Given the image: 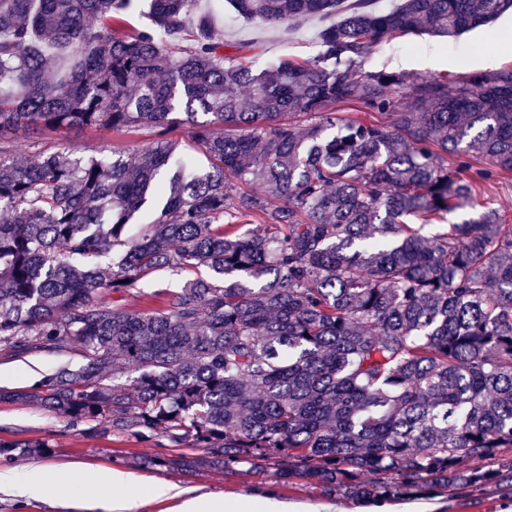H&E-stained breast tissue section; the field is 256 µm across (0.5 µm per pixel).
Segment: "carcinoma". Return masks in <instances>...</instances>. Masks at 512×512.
Returning a JSON list of instances; mask_svg holds the SVG:
<instances>
[{
	"label": "carcinoma",
	"mask_w": 512,
	"mask_h": 512,
	"mask_svg": "<svg viewBox=\"0 0 512 512\" xmlns=\"http://www.w3.org/2000/svg\"><path fill=\"white\" fill-rule=\"evenodd\" d=\"M229 2L272 28L340 19L313 58L257 73L246 45L214 40L200 0H151L131 35L130 0H0V133L182 122L206 159L168 138L0 155V350L76 344L84 359L0 400L204 450L151 461L172 471L247 466L356 502L500 485L512 224L480 200L490 173L464 171L487 158L512 180V68L450 87L356 64L397 33L457 37L512 0ZM465 208L477 216L447 223ZM410 217L443 228L427 237ZM200 268L153 293L161 309L112 305L158 272ZM128 368L138 376L120 381Z\"/></svg>",
	"instance_id": "obj_1"
}]
</instances>
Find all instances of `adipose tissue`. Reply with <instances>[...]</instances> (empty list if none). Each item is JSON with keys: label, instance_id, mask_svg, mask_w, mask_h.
Segmentation results:
<instances>
[{"label": "adipose tissue", "instance_id": "adipose-tissue-1", "mask_svg": "<svg viewBox=\"0 0 512 512\" xmlns=\"http://www.w3.org/2000/svg\"><path fill=\"white\" fill-rule=\"evenodd\" d=\"M53 485L60 497H71L77 485H84L99 512H128L133 496L132 482L121 470L85 471L71 477L59 469L34 466L24 473L0 471V487L13 494L28 498L36 495L44 485ZM151 496L175 500L174 512H234V506L223 497L210 494L189 496L178 486L159 481L149 488Z\"/></svg>", "mask_w": 512, "mask_h": 512}]
</instances>
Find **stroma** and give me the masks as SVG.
Masks as SVG:
<instances>
[{
    "label": "stroma",
    "mask_w": 512,
    "mask_h": 512,
    "mask_svg": "<svg viewBox=\"0 0 512 512\" xmlns=\"http://www.w3.org/2000/svg\"><path fill=\"white\" fill-rule=\"evenodd\" d=\"M202 10L211 13L220 43L249 45L252 67L261 71L273 63L290 58L302 61L318 51L320 32L335 23V16L312 17L293 23L290 31L269 28L237 16L219 0H201ZM512 24V14L467 31L454 39L428 34L410 33L374 47L361 62L360 71L391 69L396 58H403V74L418 81L427 77L447 78L456 85L475 72L499 70L512 65V34L502 28ZM155 139L153 130L133 128L122 133L95 128L49 130L31 127L6 133L0 147L17 146L77 148L80 154L138 152ZM84 363L77 350L48 352L32 350L20 357L0 353V369L13 371L11 380L0 383V390L30 389L29 372L47 378L59 369H78ZM0 439L49 443L54 453L15 456L8 461L11 469L31 464L61 468L72 473L88 469H120L127 472L136 486L161 480L178 485L189 494H212L244 507H251L272 497L290 507L291 512H512V497L506 489L484 488L463 497H433L427 500L384 501L359 504L339 496L324 494L320 489L296 480L282 485L274 479H259L243 472H198L185 474L149 465L148 460L162 454L163 440L142 438L131 433L105 437L87 436L82 425L69 418L52 414L43 408L23 402H0ZM0 512H95L82 497L61 500L54 489H46L40 497L20 498L0 489Z\"/></svg>",
    "instance_id": "1"
}]
</instances>
